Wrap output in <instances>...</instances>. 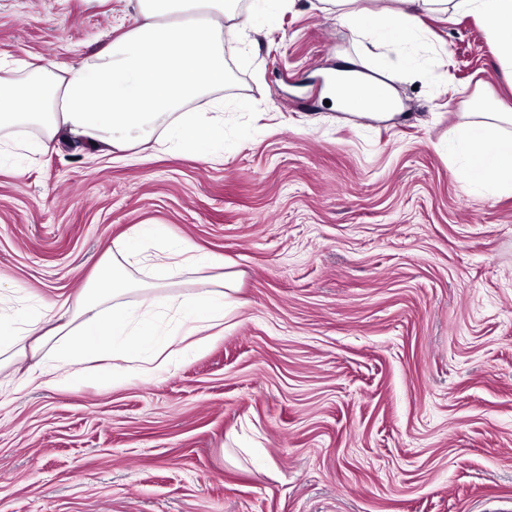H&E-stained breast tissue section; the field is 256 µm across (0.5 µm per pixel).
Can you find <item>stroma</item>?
<instances>
[{
	"instance_id": "obj_1",
	"label": "stroma",
	"mask_w": 512,
	"mask_h": 512,
	"mask_svg": "<svg viewBox=\"0 0 512 512\" xmlns=\"http://www.w3.org/2000/svg\"><path fill=\"white\" fill-rule=\"evenodd\" d=\"M368 41L294 0L230 46L219 159L75 140L0 164V300H74L137 224L222 258V337L122 385L0 369V512H484L512 506V196L475 192L448 132L512 105L502 46L427 5ZM137 0H0V74H55L135 27ZM376 70L392 122L328 102Z\"/></svg>"
}]
</instances>
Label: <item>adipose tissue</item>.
Masks as SVG:
<instances>
[{"mask_svg": "<svg viewBox=\"0 0 512 512\" xmlns=\"http://www.w3.org/2000/svg\"><path fill=\"white\" fill-rule=\"evenodd\" d=\"M347 25L381 40L417 35L421 0H401L395 14L363 15L355 0H320ZM451 13L480 17L503 47L512 46V0H437ZM138 23L101 53L55 78L37 65L35 76L17 83L0 79V129L42 125L50 134L65 130L102 153L127 151L152 139L173 150L224 141V115L187 111V104L224 85V17L236 0H138ZM336 100L348 114L392 119L396 92L354 69L334 81ZM451 151L464 159L469 184L490 194L512 195V113L481 112L451 134ZM160 241L148 257L159 279L133 278L122 258L144 254L145 240ZM111 271L81 289L73 305L46 303L0 327V354L12 360L45 353L70 366L71 378L85 376L88 363L125 362L114 384L147 377L175 357L218 339L239 308L224 276L201 281L193 294L167 292L164 276L182 268H216L220 262L188 243L166 240L161 227L135 225L119 243ZM145 255V254H144ZM142 295L130 309L128 294ZM179 318L172 334L158 333L150 319L158 313Z\"/></svg>", "mask_w": 512, "mask_h": 512, "instance_id": "ef3b65f1", "label": "adipose tissue"}]
</instances>
